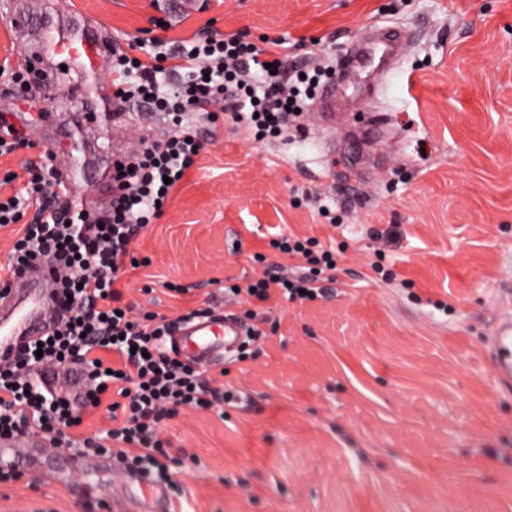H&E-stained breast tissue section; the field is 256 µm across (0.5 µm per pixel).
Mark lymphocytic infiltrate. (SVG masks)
I'll use <instances>...</instances> for the list:
<instances>
[{
    "label": "lymphocytic infiltrate",
    "mask_w": 512,
    "mask_h": 512,
    "mask_svg": "<svg viewBox=\"0 0 512 512\" xmlns=\"http://www.w3.org/2000/svg\"><path fill=\"white\" fill-rule=\"evenodd\" d=\"M286 58L283 41L260 48L237 34L202 33L179 42L159 39L139 57L113 46L116 97L164 113L171 126L168 134L161 139L141 136L133 159L114 162L112 199L93 214L67 201L52 154L25 163L22 173L5 176V183L18 185L14 194L0 196V227L17 228L5 271L13 276L49 261L58 291L66 298L67 315L40 342L0 362L1 437L36 430L54 441L81 425V416L68 401L37 381L35 372L47 361L82 364L91 382L87 405H103L120 416L103 439L78 438L75 446L105 451L122 468L143 473L163 476L169 469L162 436L165 420L181 408L210 410L229 399L216 377L169 350L166 338L174 321L154 312H135L114 284L132 256L131 243L160 217L182 174L205 148L196 125L199 112L211 106L250 112L258 132L277 137L301 116L303 98L312 95L319 77L300 71L294 85L285 84ZM29 208L34 214L26 223L22 217ZM272 245L305 258L308 273L291 280L271 267L247 288L231 286V294L264 301L275 287L289 299H315L320 275L336 268L332 253L315 251L314 241L286 236ZM108 352L121 358V366H110L104 358ZM112 390L118 401L103 404V395Z\"/></svg>",
    "instance_id": "1"
}]
</instances>
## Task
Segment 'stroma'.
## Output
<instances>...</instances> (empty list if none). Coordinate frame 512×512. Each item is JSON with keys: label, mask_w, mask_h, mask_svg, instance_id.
<instances>
[{"label": "stroma", "mask_w": 512, "mask_h": 512, "mask_svg": "<svg viewBox=\"0 0 512 512\" xmlns=\"http://www.w3.org/2000/svg\"><path fill=\"white\" fill-rule=\"evenodd\" d=\"M15 2L0 0V63L34 52ZM49 2L61 26L82 16L123 47L204 29L282 37L288 70L324 68L336 88L334 112L310 99L278 138L226 112L201 119L207 148L130 246L142 265L121 277L124 301L172 319L225 308L262 333L224 363L232 402L166 421L167 512H512V386L488 350L512 298V0H196L188 14L179 0ZM378 29L403 35L400 54L380 86L346 88L340 57ZM61 65L44 59L41 109L14 118L39 120L44 142L6 166L63 138L69 199L95 209L112 192L114 89L108 69ZM281 234L334 253L323 297L226 300L268 266L302 273L271 247ZM16 454L0 512H108L141 494L90 452Z\"/></svg>", "instance_id": "35a3bbf8"}]
</instances>
